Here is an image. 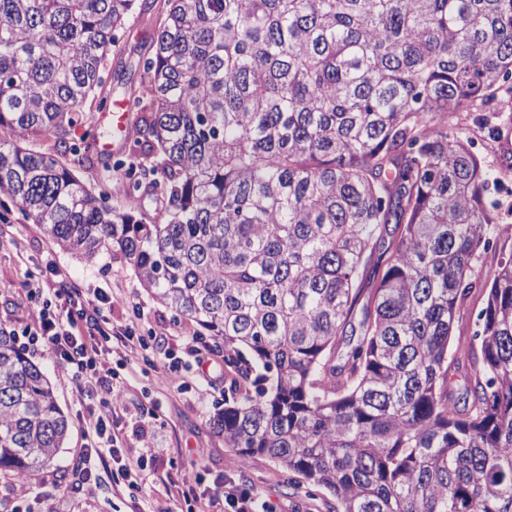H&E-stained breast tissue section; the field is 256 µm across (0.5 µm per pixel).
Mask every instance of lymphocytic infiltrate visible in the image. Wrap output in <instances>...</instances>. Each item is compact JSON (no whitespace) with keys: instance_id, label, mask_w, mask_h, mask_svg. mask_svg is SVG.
Listing matches in <instances>:
<instances>
[{"instance_id":"obj_1","label":"lymphocytic infiltrate","mask_w":512,"mask_h":512,"mask_svg":"<svg viewBox=\"0 0 512 512\" xmlns=\"http://www.w3.org/2000/svg\"><path fill=\"white\" fill-rule=\"evenodd\" d=\"M46 276L30 288L39 302L28 310L25 333L35 349L54 356L72 392L85 406L88 441L81 451L82 481L97 484V470L119 455L111 434L123 387L112 379V357L144 348L131 329L108 327L102 307L111 298L99 290L69 287L54 259L44 261Z\"/></svg>"}]
</instances>
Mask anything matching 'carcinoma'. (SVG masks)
Segmentation results:
<instances>
[{
	"instance_id": "1",
	"label": "carcinoma",
	"mask_w": 512,
	"mask_h": 512,
	"mask_svg": "<svg viewBox=\"0 0 512 512\" xmlns=\"http://www.w3.org/2000/svg\"><path fill=\"white\" fill-rule=\"evenodd\" d=\"M154 9L119 181L145 223L75 169L112 172L89 136H112V47ZM505 110L512 0H0V127L63 147L0 141V194L200 326L224 447L335 512H512V253L478 271L509 236L461 124ZM67 431L0 326V478Z\"/></svg>"
}]
</instances>
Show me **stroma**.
<instances>
[{"instance_id": "stroma-1", "label": "stroma", "mask_w": 512, "mask_h": 512, "mask_svg": "<svg viewBox=\"0 0 512 512\" xmlns=\"http://www.w3.org/2000/svg\"><path fill=\"white\" fill-rule=\"evenodd\" d=\"M154 28L149 16L136 17L127 26L124 37L112 50V86L115 91L139 83L136 67L138 54ZM462 119L473 140V151L492 170L497 179L491 196L501 204L504 221L512 225V170L502 167L500 155L512 150V120L501 118L498 135H490L479 112L463 113ZM0 219L6 220L9 241L0 243V325L12 330L19 347H26L22 331L27 324L31 304L27 297L29 282L40 278L43 261L53 256L58 266L70 276L77 288H100L104 292L128 298L125 306L106 310L112 325L131 326L136 335L149 336L153 326L165 325L170 333L168 351L178 356L180 371L166 375L152 352L141 351L115 363L114 369L126 394L124 410L117 414L119 439L126 453L138 454L142 444L157 442L161 454L148 463L142 477L151 485L157 499L171 506L173 512H187L194 507L196 484L182 483V475L195 468L194 449L206 452V485H224L228 490H247L257 494L272 512H333L335 500L324 492L308 488H289L282 469L271 459L254 456L233 461L224 439L213 428L214 413L224 406V355L200 342L204 357L216 368L209 380V396L201 398L197 386L201 378L193 359L184 357L182 343L195 336L197 326L175 317L166 307L154 302L141 288L121 253L103 256L86 263L61 251L44 230L26 220L20 206L9 197L0 196ZM143 307L145 319H137L135 307ZM54 386L58 404L69 420L68 438L53 464L29 478L31 493L27 512H151L152 501L119 485V466L111 462L99 469L98 487L86 493L78 480L80 452L86 443L82 422L83 406L62 380L56 360L49 354H32Z\"/></svg>"}]
</instances>
